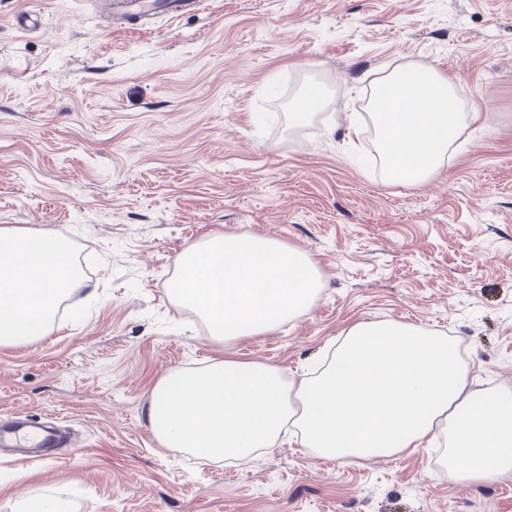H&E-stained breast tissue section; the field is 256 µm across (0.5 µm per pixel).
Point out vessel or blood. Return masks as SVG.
Segmentation results:
<instances>
[{"label":"vessel or blood","instance_id":"1","mask_svg":"<svg viewBox=\"0 0 512 512\" xmlns=\"http://www.w3.org/2000/svg\"><path fill=\"white\" fill-rule=\"evenodd\" d=\"M203 7V0H110L102 16L106 22L115 23L136 19L145 10L156 14L183 15ZM68 442L67 434L52 425L35 426L22 417L0 420V449H10L15 455L49 462L58 448Z\"/></svg>","mask_w":512,"mask_h":512}]
</instances>
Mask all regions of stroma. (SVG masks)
<instances>
[{"mask_svg": "<svg viewBox=\"0 0 512 512\" xmlns=\"http://www.w3.org/2000/svg\"><path fill=\"white\" fill-rule=\"evenodd\" d=\"M22 8L40 31L12 27ZM412 64L477 115L422 185L389 181L368 136L375 78ZM311 87L323 108L294 124ZM1 225L69 240L84 285L51 335L0 345V415L71 438L54 462L0 460V512H512V471L459 484L441 441L352 462L289 431L233 465L146 419L170 371L227 357L295 382L361 321L452 336L475 389L512 390V0H207L141 31L95 0H0ZM216 233L312 254L310 310L215 343L167 278Z\"/></svg>", "mask_w": 512, "mask_h": 512, "instance_id": "obj_1", "label": "stroma"}]
</instances>
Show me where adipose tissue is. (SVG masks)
<instances>
[{
  "mask_svg": "<svg viewBox=\"0 0 512 512\" xmlns=\"http://www.w3.org/2000/svg\"><path fill=\"white\" fill-rule=\"evenodd\" d=\"M378 82L386 93L370 112L386 175L427 181L468 127L454 87L422 65ZM81 284L63 237L0 226V343L47 335L57 305ZM290 420L319 455L398 456L441 436L462 480L512 470V392L475 390L456 342L394 320L352 325L316 377L287 383L274 366L224 358L166 374L147 407L167 447L227 459L273 449Z\"/></svg>",
  "mask_w": 512,
  "mask_h": 512,
  "instance_id": "1",
  "label": "adipose tissue"
}]
</instances>
